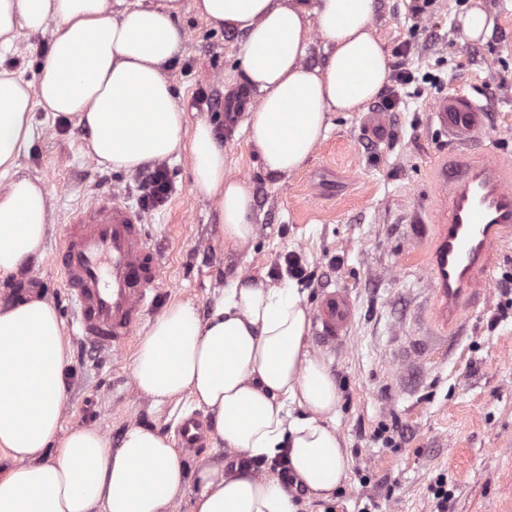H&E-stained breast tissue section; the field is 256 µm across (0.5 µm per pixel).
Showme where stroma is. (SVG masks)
<instances>
[{"mask_svg":"<svg viewBox=\"0 0 512 512\" xmlns=\"http://www.w3.org/2000/svg\"><path fill=\"white\" fill-rule=\"evenodd\" d=\"M482 4L494 26L486 41L469 44L457 24L465 11L458 0H377L375 32L391 71L414 72L413 96L389 111L381 100L369 104L390 127L382 144L361 134L360 113H332L306 166L281 182L264 174L243 129L250 101L239 81L243 33L213 29L190 11L178 21L186 37L170 68L175 97L188 124L205 119L217 128L232 175L252 190L258 233L245 245L225 244L216 205L191 191L189 155L165 160L171 195L144 212L164 260L158 308L190 299L208 315L229 280L278 283L290 256L309 274L307 306L341 288L354 304L346 340L320 352L340 393L347 478L332 500L300 499L299 512H436L431 488L439 480L447 512H512V241L494 255L491 297L448 336L430 317L416 237L429 222L446 152L428 121L438 94L429 76L486 105L492 138L483 149L512 155V92L502 89L512 81V0ZM47 42L21 37L5 54L6 68L37 79ZM201 91L221 99V108L198 104ZM88 136L76 122L36 109L32 144L20 159L51 198L45 253L27 265L23 282L40 289L66 324L74 304L52 257L68 213L98 190L138 203L135 175L92 160ZM66 342L63 429L92 425L114 442L133 424L173 436L193 412L186 395L152 407L134 384V349L101 359L75 336Z\"/></svg>","mask_w":512,"mask_h":512,"instance_id":"35a3bbf8","label":"stroma"}]
</instances>
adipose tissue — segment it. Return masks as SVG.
Instances as JSON below:
<instances>
[{"label":"adipose tissue","instance_id":"adipose-tissue-1","mask_svg":"<svg viewBox=\"0 0 512 512\" xmlns=\"http://www.w3.org/2000/svg\"><path fill=\"white\" fill-rule=\"evenodd\" d=\"M204 21L245 36L242 81L257 92L245 122L263 171L301 170L334 112H360L388 80L374 35L375 0H195ZM181 0H0V50L19 34H49L38 80L0 70V284L42 257L50 194L19 159L43 108L89 132L87 154L133 173L188 153L192 189L215 202L224 240L256 235L249 185L232 176L208 121L187 127L168 72L180 54ZM321 40L320 64L307 62ZM305 292L239 277L208 316L193 301L168 306L132 362L137 390L160 408L187 394L210 416L227 460L188 470L169 438L130 426L118 445L96 427L62 430L67 366L63 322L42 293L0 304V512H298L279 473L247 462L284 460L306 498L330 499L347 477L336 424L339 393L312 354Z\"/></svg>","mask_w":512,"mask_h":512}]
</instances>
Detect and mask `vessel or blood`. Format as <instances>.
Masks as SVG:
<instances>
[{
  "instance_id": "vessel-or-blood-1",
  "label": "vessel or blood",
  "mask_w": 512,
  "mask_h": 512,
  "mask_svg": "<svg viewBox=\"0 0 512 512\" xmlns=\"http://www.w3.org/2000/svg\"><path fill=\"white\" fill-rule=\"evenodd\" d=\"M430 121L447 135L450 158L437 170L440 191L422 263L432 286V320L447 332L462 325L477 295L489 288L494 254L512 239V160L476 151L490 137L488 109L469 97L438 96ZM57 261L75 304L72 334L99 354L128 348L155 306L163 270L141 212L121 192L94 195L71 212ZM352 317L348 292L323 293L311 319L318 346L335 348ZM180 438L189 451L206 440L193 417L182 422Z\"/></svg>"
}]
</instances>
